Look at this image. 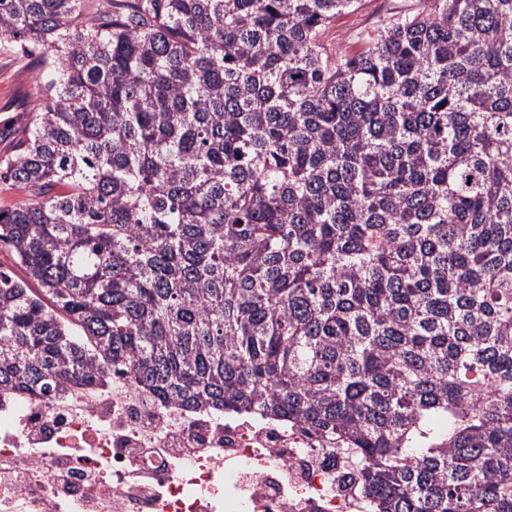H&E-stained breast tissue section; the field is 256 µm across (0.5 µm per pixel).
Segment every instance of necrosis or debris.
Listing matches in <instances>:
<instances>
[{
    "instance_id": "obj_1",
    "label": "necrosis or debris",
    "mask_w": 512,
    "mask_h": 512,
    "mask_svg": "<svg viewBox=\"0 0 512 512\" xmlns=\"http://www.w3.org/2000/svg\"><path fill=\"white\" fill-rule=\"evenodd\" d=\"M357 487L301 425L188 410L125 376L0 394V512H366Z\"/></svg>"
}]
</instances>
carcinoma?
Masks as SVG:
<instances>
[{"mask_svg":"<svg viewBox=\"0 0 512 512\" xmlns=\"http://www.w3.org/2000/svg\"><path fill=\"white\" fill-rule=\"evenodd\" d=\"M359 2L0 0V392L125 374L326 437L368 512H512V0L326 46ZM29 49L15 45L0 48V127L5 123L17 127L25 113L41 101L39 47L27 41Z\"/></svg>","mask_w":512,"mask_h":512,"instance_id":"1","label":"carcinoma"}]
</instances>
